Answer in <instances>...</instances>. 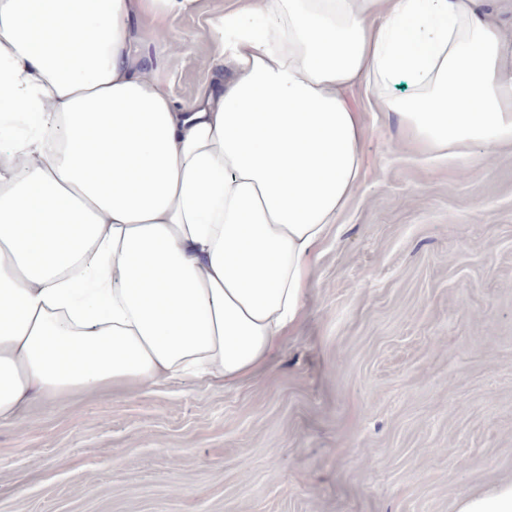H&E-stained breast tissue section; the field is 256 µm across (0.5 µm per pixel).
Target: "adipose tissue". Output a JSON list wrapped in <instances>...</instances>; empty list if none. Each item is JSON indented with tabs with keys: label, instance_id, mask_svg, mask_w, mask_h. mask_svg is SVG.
Listing matches in <instances>:
<instances>
[{
	"label": "adipose tissue",
	"instance_id": "adipose-tissue-1",
	"mask_svg": "<svg viewBox=\"0 0 512 512\" xmlns=\"http://www.w3.org/2000/svg\"><path fill=\"white\" fill-rule=\"evenodd\" d=\"M198 0H0V423L231 385L305 314L368 170L363 83L439 158L512 146V40L474 0H238L175 105L131 48Z\"/></svg>",
	"mask_w": 512,
	"mask_h": 512
}]
</instances>
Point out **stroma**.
Listing matches in <instances>:
<instances>
[{"instance_id": "1", "label": "stroma", "mask_w": 512, "mask_h": 512, "mask_svg": "<svg viewBox=\"0 0 512 512\" xmlns=\"http://www.w3.org/2000/svg\"><path fill=\"white\" fill-rule=\"evenodd\" d=\"M236 6L173 19L177 55L139 24L175 102ZM347 100L370 167L267 365L25 408L0 424V512H456L512 481V147L426 157L364 86Z\"/></svg>"}]
</instances>
